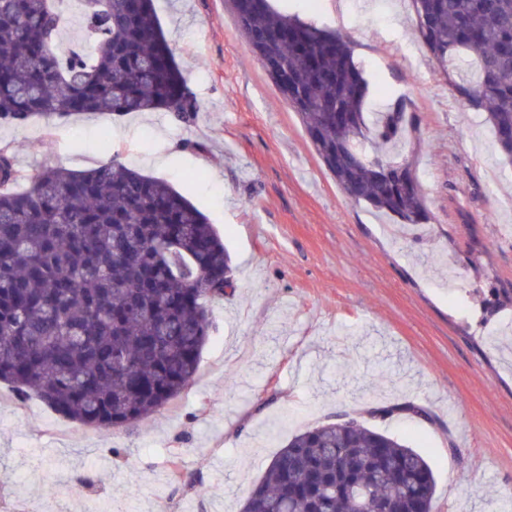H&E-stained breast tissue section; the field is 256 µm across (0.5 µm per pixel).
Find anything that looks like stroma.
<instances>
[{
    "mask_svg": "<svg viewBox=\"0 0 512 512\" xmlns=\"http://www.w3.org/2000/svg\"><path fill=\"white\" fill-rule=\"evenodd\" d=\"M354 49L369 104L402 99L431 220L351 201L238 30L231 0H154L197 116L165 110L0 122L23 182L117 155L185 195L223 237L235 288L209 308L196 377L134 431L103 432L0 383V512H241L289 436L339 417L422 452L437 512L512 500V165L444 77L410 0H291ZM407 401L430 418L370 410ZM122 449L114 458L113 449ZM191 475L175 484L171 462Z\"/></svg>",
    "mask_w": 512,
    "mask_h": 512,
    "instance_id": "stroma-1",
    "label": "stroma"
}]
</instances>
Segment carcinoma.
Returning <instances> with one entry per match:
<instances>
[{
	"label": "carcinoma",
	"instance_id": "carcinoma-1",
	"mask_svg": "<svg viewBox=\"0 0 512 512\" xmlns=\"http://www.w3.org/2000/svg\"><path fill=\"white\" fill-rule=\"evenodd\" d=\"M83 19L59 49L64 0H0V121L163 109L183 121L188 90L153 0H70ZM418 33L470 106L487 113L512 162V0H411ZM237 26L265 40L336 184L402 224L428 220L400 145L406 112L367 111L368 85L344 37L270 0H249ZM405 169L411 186L389 176ZM230 255L203 213L169 183L117 160L50 167L19 188L0 150V382L102 431L133 428L195 378L212 327L209 302L232 286ZM417 416L415 403L379 408ZM436 482L416 449L357 419L288 438L242 512H436Z\"/></svg>",
	"mask_w": 512,
	"mask_h": 512
}]
</instances>
